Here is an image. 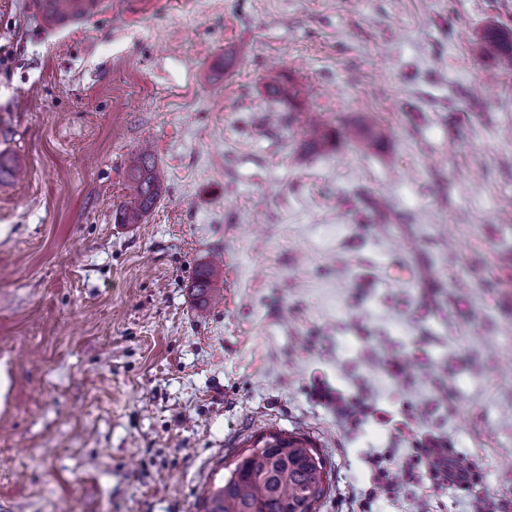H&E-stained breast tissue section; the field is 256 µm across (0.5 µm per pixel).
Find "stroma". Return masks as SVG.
I'll list each match as a JSON object with an SVG mask.
<instances>
[{
    "label": "stroma",
    "instance_id": "35a3bbf8",
    "mask_svg": "<svg viewBox=\"0 0 512 512\" xmlns=\"http://www.w3.org/2000/svg\"><path fill=\"white\" fill-rule=\"evenodd\" d=\"M491 26L512 30V0H101L63 28L0 0L20 170L0 182V512H197L278 430L315 440L320 512H354L364 449L406 450L377 419L339 429L316 389L362 381L395 414L438 406L441 373L479 480L427 512H512V64L480 53ZM143 143L167 179L120 224ZM218 275L216 266L211 263L202 264L196 270L192 288H194L201 306L206 305L209 295L216 291L213 284Z\"/></svg>",
    "mask_w": 512,
    "mask_h": 512
}]
</instances>
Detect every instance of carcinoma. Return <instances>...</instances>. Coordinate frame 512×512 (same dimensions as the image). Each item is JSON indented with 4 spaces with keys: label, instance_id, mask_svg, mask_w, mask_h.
Wrapping results in <instances>:
<instances>
[{
    "label": "carcinoma",
    "instance_id": "1",
    "mask_svg": "<svg viewBox=\"0 0 512 512\" xmlns=\"http://www.w3.org/2000/svg\"><path fill=\"white\" fill-rule=\"evenodd\" d=\"M100 0H36L45 25L58 27L90 16ZM482 52L512 63V33L488 28L481 36ZM270 93L283 100L298 98L300 90L286 80H275ZM128 201L116 210L120 224H138L163 190V173L146 148L133 154L128 167ZM219 272L211 263L198 267L193 288L201 305L215 291ZM324 461L314 448L296 446L277 434L260 435L228 469L224 483L208 488L198 500V512H319L327 496Z\"/></svg>",
    "mask_w": 512,
    "mask_h": 512
}]
</instances>
